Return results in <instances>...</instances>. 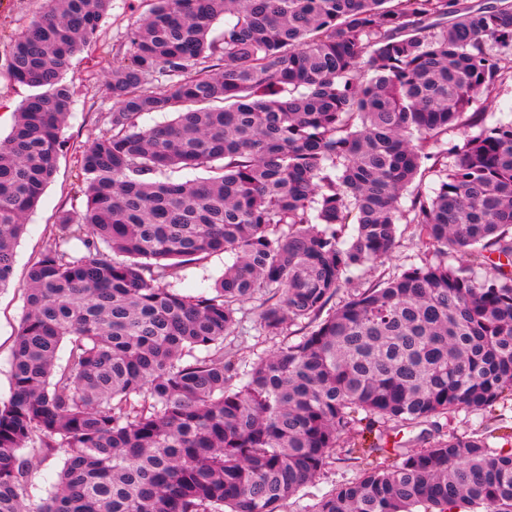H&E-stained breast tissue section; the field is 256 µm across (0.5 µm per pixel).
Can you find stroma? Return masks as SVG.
I'll list each match as a JSON object with an SVG mask.
<instances>
[{
	"instance_id": "stroma-1",
	"label": "stroma",
	"mask_w": 512,
	"mask_h": 512,
	"mask_svg": "<svg viewBox=\"0 0 512 512\" xmlns=\"http://www.w3.org/2000/svg\"><path fill=\"white\" fill-rule=\"evenodd\" d=\"M43 0H0V136L11 130L14 114L29 95V87L11 81L6 73L4 45L19 34L40 11ZM151 0H111L103 19L96 44L76 54L65 79L73 91L71 114L62 131L66 147L60 154L56 173L46 187L38 207L26 218L27 232L15 249L13 276L8 286L0 288V400H7L11 393L10 351L20 320L25 311L24 287L27 270L34 256L45 246L54 233L59 216L75 205L79 178L76 160L95 136L109 127L108 116L112 100L106 91V81L112 67L124 60L125 44L130 30L147 14ZM402 235L393 257L382 266L355 274L350 285L341 288L336 301H343L358 288L367 287L378 276L394 273L401 268L406 257L416 256L414 227L402 225ZM234 257L229 253H215L198 263L182 268L172 279L180 293L196 294L208 290L219 278ZM258 300L242 305L236 318L235 329L224 338L225 350L238 354L248 361L269 353L288 342L299 339V328L287 326L281 335L268 336L257 322ZM373 435H342L327 466L313 484L305 486L283 507L284 512H302L316 499L332 492L336 487L355 478L361 463L352 458L351 447L371 450L375 464L389 466L390 458L373 452Z\"/></svg>"
}]
</instances>
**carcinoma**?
Masks as SVG:
<instances>
[{
    "instance_id": "cac0c4a2",
    "label": "carcinoma",
    "mask_w": 512,
    "mask_h": 512,
    "mask_svg": "<svg viewBox=\"0 0 512 512\" xmlns=\"http://www.w3.org/2000/svg\"><path fill=\"white\" fill-rule=\"evenodd\" d=\"M110 2L48 0L5 48L34 92L0 138V288ZM509 79L512 0H154L80 153L82 209L28 268L0 512H281L363 420L431 430L304 512H512V450L441 424L512 399V120L479 105ZM150 112L177 117L140 128ZM422 169L437 188L403 214ZM402 220L420 262L327 310ZM217 252L235 261L211 291L172 288ZM252 298L267 335L304 332L241 367L224 336ZM52 456L37 502L32 459ZM61 467L60 458H48L37 465L35 473L36 489L33 490L35 501H39L40 498L46 496L47 491L56 482Z\"/></svg>"
}]
</instances>
